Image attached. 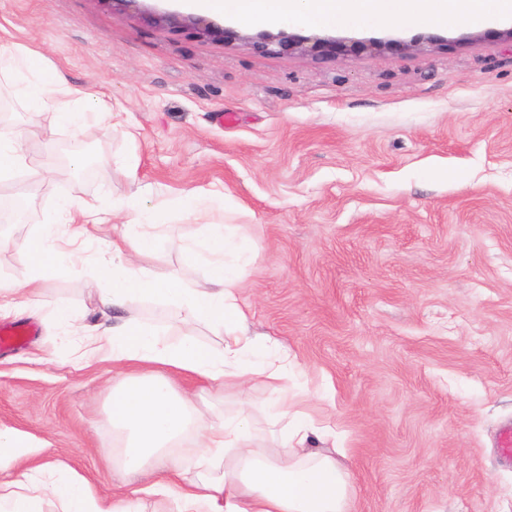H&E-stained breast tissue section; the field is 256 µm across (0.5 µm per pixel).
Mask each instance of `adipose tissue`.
<instances>
[{
  "label": "adipose tissue",
  "mask_w": 512,
  "mask_h": 512,
  "mask_svg": "<svg viewBox=\"0 0 512 512\" xmlns=\"http://www.w3.org/2000/svg\"><path fill=\"white\" fill-rule=\"evenodd\" d=\"M177 7L269 27L285 22L328 27L393 18L407 26L435 27L462 20L474 26L512 21V0H177ZM2 72L16 75L17 92L35 110L59 113L71 127H79L89 113L108 109L95 92L68 86L62 75L47 71L41 54L26 46H0ZM123 207L133 218L112 241V286L102 298L103 307L119 310L137 296L162 300L222 337L221 347L213 349L192 335L172 339L166 331L128 318L94 337L90 346L76 349L80 361L101 354L113 363L139 368L123 376L110 393L112 421L127 435L122 450L125 477L145 474L147 462L155 461L159 476L150 487L174 501L178 512H350L346 465L334 453L310 446L312 439L334 437L330 423L302 410L289 396L287 357H254L260 341L249 335L248 315L235 293L239 264L231 259L236 244L230 226L210 225L206 240L183 243L188 256L205 261L210 269L203 282L190 285L177 277L150 276L145 264L163 257L166 240L155 232L139 195H131ZM63 216L83 226L111 221L110 209L96 203L62 201L28 243L35 276L69 256L55 237ZM176 373L235 387L241 397L237 414L225 417L221 425L199 429L192 477L166 453L198 414L193 396L177 389L172 379ZM256 381L267 390L269 406L287 422L279 436L283 455H270L257 445L247 412L248 390ZM49 494L60 499L62 512H139L133 500L102 496L70 469L49 483L25 472L0 480V512H40Z\"/></svg>",
  "instance_id": "1"
}]
</instances>
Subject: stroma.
Returning <instances> with one entry per match:
<instances>
[{"instance_id":"stroma-1","label":"stroma","mask_w":512,"mask_h":512,"mask_svg":"<svg viewBox=\"0 0 512 512\" xmlns=\"http://www.w3.org/2000/svg\"><path fill=\"white\" fill-rule=\"evenodd\" d=\"M102 0H0L4 45L43 54L73 85L111 105L72 129L38 112L0 75V134L26 168L24 223L0 222V277L32 276L27 241L61 199L110 205L141 193L168 242L156 277L209 274L182 251L229 224L250 256L236 294L251 334L287 351L293 391L336 423L353 512H512V48L507 23L436 29L275 27L235 23L246 42L149 27ZM389 42L362 55L274 54L259 37ZM414 43L409 52L401 43ZM82 140L93 170L61 177ZM205 201L187 210L184 196ZM118 212L74 257L48 271L35 306L11 314L36 336L0 354V428L35 453L21 468L70 467L104 494L121 483L123 437L108 389L125 369L78 363L76 339L112 326L101 268L112 264ZM68 309L72 326L56 312ZM127 315L219 347L177 309L132 301ZM205 422L239 408L232 388L178 375ZM261 384L254 431L275 448L283 423Z\"/></svg>"}]
</instances>
